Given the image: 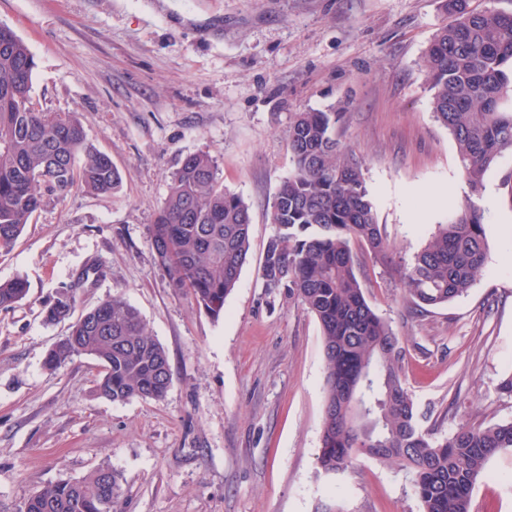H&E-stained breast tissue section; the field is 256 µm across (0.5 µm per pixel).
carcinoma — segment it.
I'll list each match as a JSON object with an SVG mask.
<instances>
[{
  "label": "carcinoma",
  "instance_id": "carcinoma-1",
  "mask_svg": "<svg viewBox=\"0 0 512 512\" xmlns=\"http://www.w3.org/2000/svg\"><path fill=\"white\" fill-rule=\"evenodd\" d=\"M466 2L443 0L455 19L437 29L422 60L433 118L455 142L470 195L403 267V300L417 316L465 295L484 271L485 212L474 198L498 160L512 153V109L503 108L512 99V13L477 11ZM34 70L27 44L0 24V251L13 247L44 195L62 199L77 184L110 193L121 182L75 116L33 102ZM341 118L334 106L290 115L292 169L270 207L274 233L261 267L263 287L286 290L321 328L326 397L317 469L341 474L365 454L405 471L421 512H471L489 459L512 451V420L462 425L441 437L422 428L402 373L401 342L366 296L365 263H385L388 244L363 165L337 136ZM149 234L169 286L211 317L223 316L249 256L251 216L245 200L224 189L208 153L182 160ZM87 279L81 273L47 308V321L70 324L46 368L89 355L102 368L104 397L162 399L172 382L164 347L120 297L75 315V290ZM27 293L21 277L0 282V309ZM118 488V474L102 466L37 492L23 512H113Z\"/></svg>",
  "mask_w": 512,
  "mask_h": 512
}]
</instances>
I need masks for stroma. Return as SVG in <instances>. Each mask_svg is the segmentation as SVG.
<instances>
[{"mask_svg":"<svg viewBox=\"0 0 512 512\" xmlns=\"http://www.w3.org/2000/svg\"><path fill=\"white\" fill-rule=\"evenodd\" d=\"M450 20L442 0H0V24L35 58L34 101L75 115L121 174L110 193L47 201L0 252V281L30 285L0 310V512L101 466L121 477L117 512H420L397 466L362 455L345 473L317 474L320 327L261 279L270 206L291 170L289 116L308 109L342 107L338 137L364 164L391 256L369 269V296L401 340L422 427L512 419L499 388L512 374V207L498 187L512 155L480 201L482 275L423 316L401 300L404 264L467 193L421 68ZM199 151L252 218L248 260L217 319L169 287L149 234L173 173ZM85 270L77 312L113 295L140 311L169 357L163 399L107 400L87 355L46 369L67 326L43 311ZM471 512H512V455L489 461Z\"/></svg>","mask_w":512,"mask_h":512,"instance_id":"35a3bbf8","label":"stroma"}]
</instances>
